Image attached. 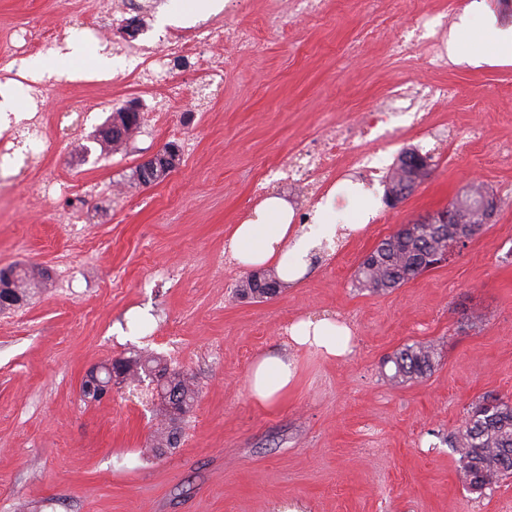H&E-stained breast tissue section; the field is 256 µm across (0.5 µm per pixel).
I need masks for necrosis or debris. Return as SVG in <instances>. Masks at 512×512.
Segmentation results:
<instances>
[{
    "instance_id": "1",
    "label": "necrosis or debris",
    "mask_w": 512,
    "mask_h": 512,
    "mask_svg": "<svg viewBox=\"0 0 512 512\" xmlns=\"http://www.w3.org/2000/svg\"><path fill=\"white\" fill-rule=\"evenodd\" d=\"M322 7L323 0H271L267 24L284 30L288 25H300L317 17ZM450 27L448 18L434 13L401 27L389 41V53L406 63L412 79L392 86L380 105L358 112L354 119L337 121L315 143L301 146L281 168L289 184L308 197H315L325 184L339 177L337 161L344 156L350 158L353 174L371 178L376 169L369 145L381 141L382 129L395 126L408 112L428 113L443 102L454 101V89L441 80L448 67ZM258 43L256 28L230 29L215 21L196 27L189 38L171 39L154 48L131 45L126 54L144 59L143 78L166 82L170 79L167 59H190L198 72L218 75L231 67L235 55Z\"/></svg>"
}]
</instances>
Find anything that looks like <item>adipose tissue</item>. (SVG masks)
Returning a JSON list of instances; mask_svg holds the SVG:
<instances>
[{"mask_svg": "<svg viewBox=\"0 0 512 512\" xmlns=\"http://www.w3.org/2000/svg\"><path fill=\"white\" fill-rule=\"evenodd\" d=\"M286 201L266 198L256 209V216L236 225L228 247L238 264L258 267L275 264L282 279L301 278L316 250L335 249L340 239L359 230L355 224H312L297 231L290 222ZM289 340L298 347H312L330 358H344L353 351V334L342 322L321 319L301 320L288 330ZM295 375L293 359L280 356L261 358L252 368L250 390L254 401L267 405L287 392Z\"/></svg>", "mask_w": 512, "mask_h": 512, "instance_id": "1", "label": "adipose tissue"}]
</instances>
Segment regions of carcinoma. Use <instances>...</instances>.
<instances>
[{
  "label": "carcinoma",
  "instance_id": "carcinoma-1",
  "mask_svg": "<svg viewBox=\"0 0 512 512\" xmlns=\"http://www.w3.org/2000/svg\"><path fill=\"white\" fill-rule=\"evenodd\" d=\"M141 124V114L129 120L127 113H112V120L100 134L101 141L116 148L127 141ZM415 151L402 152L389 176L388 192L404 186H415L430 170V158L425 157L424 168L414 170L405 157ZM495 203L480 187L472 186L450 205L455 220L448 232L440 233L441 225L417 221L402 225L395 233L383 239L359 264L355 279L358 287L372 293L389 292L432 269L431 256L437 252H453L465 241L479 235L486 225L485 212ZM45 271L25 266L0 269V310L19 308L27 301L32 287L40 284ZM238 294L243 298L263 299L274 296L248 276L241 282ZM385 363L392 364L390 379L404 383L423 378L434 370V349L429 344L416 343L396 351ZM112 367L120 368L125 379L141 382L147 377L165 390L176 392V411L164 408L165 422L154 440L156 448H175L182 433V423L191 412L198 390L187 372L171 369L155 358L140 354L112 360ZM109 377L94 383L86 379L82 394L92 400L103 398L102 388ZM453 453L458 455L459 471L473 489H485L512 477V398L486 395L467 412L463 424L448 440Z\"/></svg>",
  "mask_w": 512,
  "mask_h": 512
}]
</instances>
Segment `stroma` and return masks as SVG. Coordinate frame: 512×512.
<instances>
[{"mask_svg": "<svg viewBox=\"0 0 512 512\" xmlns=\"http://www.w3.org/2000/svg\"><path fill=\"white\" fill-rule=\"evenodd\" d=\"M159 2L0 0V75L12 69L16 30L30 25L66 32L98 17L107 30L103 46L115 55L132 44L156 46L167 32L187 34V25L159 23ZM469 2L387 0L376 16L366 0H325L318 17L266 34L253 54L236 59L229 78L210 83L187 60H171L174 81L191 90L159 130L152 116L170 86L134 77L136 60L103 77L92 76L85 60L88 78L56 82L38 107L48 119L79 101L99 107L80 139L55 141L48 160L64 182L95 190L33 214L24 199L34 169L14 171L13 217L0 222V269L33 266L48 279L24 307L29 330L0 314V512L21 503L29 512H275L290 499L305 512H512V479L470 489L448 446L480 397L512 395V161L496 159L499 142L512 139V61L465 60L470 41L485 34L482 15L461 23ZM429 12L454 19L448 76L459 87L452 105L428 116L454 134L433 151L430 176L398 205L386 200L398 156L420 142L419 129L396 130L372 183L378 222L278 295H236L249 274L227 259L231 230L245 219L241 200L334 118L376 106L390 85L406 80L384 40L366 34ZM355 40L362 52L345 61ZM103 46L90 43L89 51ZM132 101L149 131L112 150L96 133ZM478 113L487 136L471 143L466 127ZM168 145L178 150L176 171L157 184L139 183L136 166ZM476 180L496 201L480 235L393 291L357 287V266L382 239L446 210ZM115 182L124 197L112 195ZM64 210L74 211L83 240L57 222ZM98 245L105 248L99 260L83 264L84 250ZM220 256L219 277L212 261ZM158 265L178 269L189 288L158 282ZM70 268L72 290L56 289L55 276ZM307 316L351 322L352 353L336 359L300 348L287 393L257 405L251 367L286 348L283 323ZM172 317L185 347L172 366L192 374L199 394L178 447L155 453L149 442L158 402L139 400L123 384L86 401L81 384L88 370L112 359L166 355L163 322ZM416 342L434 345L436 369L392 383L385 359Z\"/></svg>", "mask_w": 512, "mask_h": 512, "instance_id": "1", "label": "stroma"}]
</instances>
